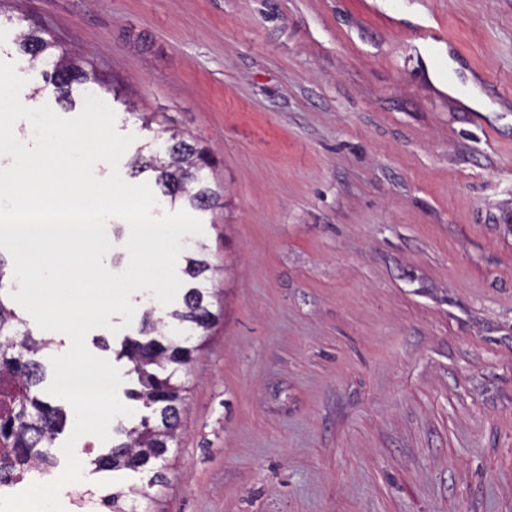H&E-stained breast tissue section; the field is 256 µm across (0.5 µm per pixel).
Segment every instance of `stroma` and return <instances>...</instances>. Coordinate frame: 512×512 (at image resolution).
<instances>
[{"label":"stroma","instance_id":"stroma-1","mask_svg":"<svg viewBox=\"0 0 512 512\" xmlns=\"http://www.w3.org/2000/svg\"><path fill=\"white\" fill-rule=\"evenodd\" d=\"M28 28L109 78L124 181L154 183L129 162L170 128L221 196L168 482L96 470L85 435L65 512L129 485L151 512H512V0H0L25 105L73 118L83 88L57 102ZM139 327L85 340L125 391Z\"/></svg>","mask_w":512,"mask_h":512}]
</instances>
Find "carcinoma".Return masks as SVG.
Wrapping results in <instances>:
<instances>
[{"instance_id":"carcinoma-1","label":"carcinoma","mask_w":512,"mask_h":512,"mask_svg":"<svg viewBox=\"0 0 512 512\" xmlns=\"http://www.w3.org/2000/svg\"><path fill=\"white\" fill-rule=\"evenodd\" d=\"M19 50L28 61H50L51 82L56 99L64 101L74 84H96L101 81L83 69L73 53L56 52V43L34 32L17 35ZM158 146L149 155H137L131 169L138 173L156 172L161 203L180 202L192 209L205 211L218 201V194L206 181L205 170L211 166L207 154L176 134L158 136ZM205 245L197 243L184 250L185 273L198 286L183 296V307L166 313L173 323L155 317V308L143 312L142 338L126 337L116 358L127 359L137 375L139 390L132 397L141 401L149 414L127 429L117 426L120 439L109 452L94 461L102 470L150 472L149 485L164 483L162 473L170 444L177 438L181 414L185 408V387L177 372L192 363L208 337L217 315L210 309L211 293L204 286L207 273L215 268L204 258ZM196 333L198 343L179 339L183 332ZM52 340L36 337L15 310L0 298V378L8 379L12 389L0 399V473L21 478L33 469L45 470L52 464L50 448L56 434L67 420L59 406L40 398L35 388L43 381L42 365L34 355L48 348ZM149 494L133 487L118 490L102 498L105 512H141L142 501Z\"/></svg>"}]
</instances>
